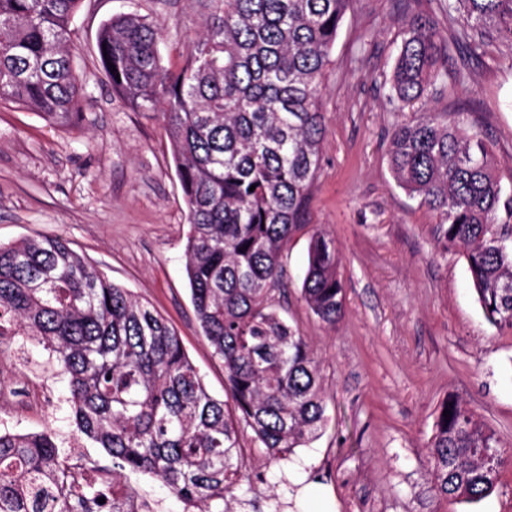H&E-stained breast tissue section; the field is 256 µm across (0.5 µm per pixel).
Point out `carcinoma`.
Segmentation results:
<instances>
[{"mask_svg": "<svg viewBox=\"0 0 512 512\" xmlns=\"http://www.w3.org/2000/svg\"><path fill=\"white\" fill-rule=\"evenodd\" d=\"M83 0H0V106L77 128L85 89L72 20ZM352 0H211L184 64L162 65L161 30L133 13L97 34L101 66L134 112L162 114L188 210L186 273L203 336L224 365L213 396L175 329L57 236L0 245V341L42 344L68 378L74 423L112 458L96 482L59 453L49 431L0 430V512H132L129 474H146L198 512H229L242 482L241 433L268 458H288L328 421L307 340L278 312L281 258L311 223L325 124L321 91ZM404 31L389 98L399 107L447 75L441 19L462 28L469 55L512 43V0H436ZM115 65L116 71L109 69ZM397 184L442 216L438 240L462 250L488 322L512 328V197L481 132L436 118L390 136ZM255 190H250V187ZM336 241L309 240L301 295L328 326L344 309ZM451 411L450 417L443 411ZM439 494L477 500L504 462L496 433L458 402L443 403L429 442ZM105 502L100 503L98 499Z\"/></svg>", "mask_w": 512, "mask_h": 512, "instance_id": "carcinoma-1", "label": "carcinoma"}]
</instances>
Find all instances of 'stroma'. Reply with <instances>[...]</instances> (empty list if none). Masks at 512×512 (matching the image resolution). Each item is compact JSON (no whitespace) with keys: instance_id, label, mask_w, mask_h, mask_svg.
I'll use <instances>...</instances> for the list:
<instances>
[{"instance_id":"stroma-1","label":"stroma","mask_w":512,"mask_h":512,"mask_svg":"<svg viewBox=\"0 0 512 512\" xmlns=\"http://www.w3.org/2000/svg\"><path fill=\"white\" fill-rule=\"evenodd\" d=\"M210 0H83L72 48L86 91L82 128L49 124L17 106L0 107V243L59 236L112 282L148 302L179 333L215 396L224 368L204 341L186 275L187 209L159 116L113 95L97 57L100 25L135 13L160 24L166 67H180L201 33ZM429 0H353L332 49L322 110L325 141L312 203L314 226L340 250L344 314L321 323L301 298L310 234L296 235L282 262V314L312 345L328 422L291 460L268 464L244 431L253 477L235 512H512V464L476 502L438 495L428 442L442 402L455 400L512 452V331L485 318L460 250L437 247L441 217L394 181L389 139L403 120L463 113L490 143L495 171L512 192V43L497 40L467 57L450 49L447 75L425 99L400 109L390 78L411 17ZM0 428L55 433L62 451L79 433L68 380L41 345H4ZM44 381L38 406L21 388Z\"/></svg>"}]
</instances>
